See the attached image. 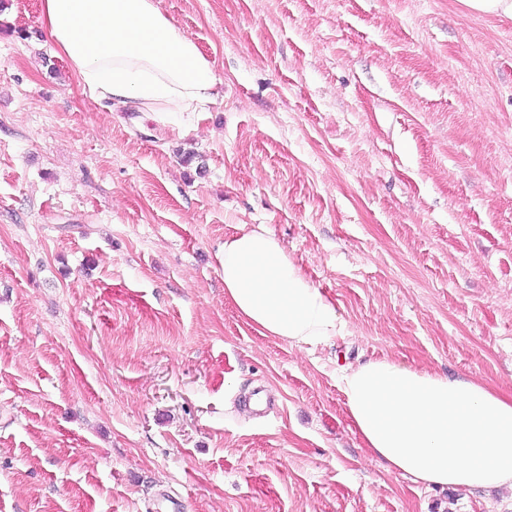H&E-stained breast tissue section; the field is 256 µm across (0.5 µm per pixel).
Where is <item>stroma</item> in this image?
Returning a JSON list of instances; mask_svg holds the SVG:
<instances>
[{"label": "stroma", "mask_w": 512, "mask_h": 512, "mask_svg": "<svg viewBox=\"0 0 512 512\" xmlns=\"http://www.w3.org/2000/svg\"><path fill=\"white\" fill-rule=\"evenodd\" d=\"M159 7L223 80L177 126L96 105L39 0H0V512H512L385 472L336 383L387 358L512 393V18ZM258 227L347 334L299 350L225 300Z\"/></svg>", "instance_id": "35a3bbf8"}]
</instances>
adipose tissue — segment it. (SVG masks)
Returning a JSON list of instances; mask_svg holds the SVG:
<instances>
[{
    "label": "adipose tissue",
    "instance_id": "1",
    "mask_svg": "<svg viewBox=\"0 0 512 512\" xmlns=\"http://www.w3.org/2000/svg\"><path fill=\"white\" fill-rule=\"evenodd\" d=\"M41 22L82 91L164 124L203 111L220 81L158 0H40ZM224 296L263 335L302 348L341 335L333 302L264 229L224 242ZM363 445L429 487L512 489V395L376 360L337 376Z\"/></svg>",
    "mask_w": 512,
    "mask_h": 512
}]
</instances>
